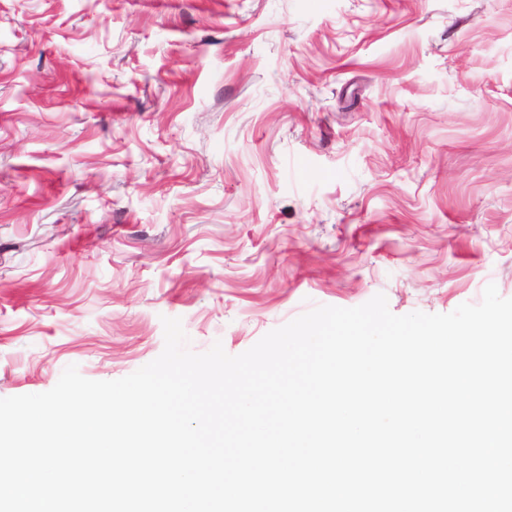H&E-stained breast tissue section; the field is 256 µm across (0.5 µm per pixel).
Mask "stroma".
Returning <instances> with one entry per match:
<instances>
[{
    "mask_svg": "<svg viewBox=\"0 0 512 512\" xmlns=\"http://www.w3.org/2000/svg\"><path fill=\"white\" fill-rule=\"evenodd\" d=\"M491 282L512 0H0V398Z\"/></svg>",
    "mask_w": 512,
    "mask_h": 512,
    "instance_id": "stroma-1",
    "label": "stroma"
}]
</instances>
